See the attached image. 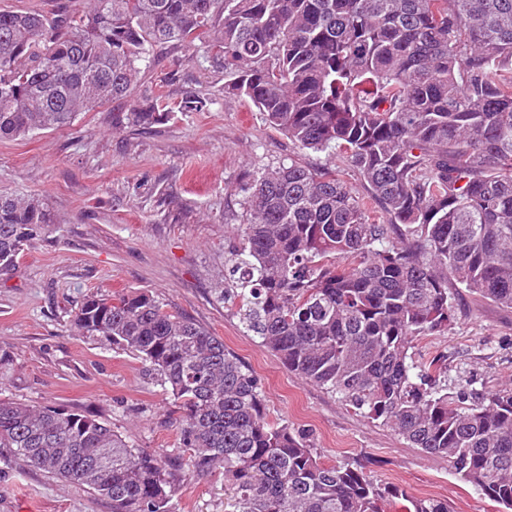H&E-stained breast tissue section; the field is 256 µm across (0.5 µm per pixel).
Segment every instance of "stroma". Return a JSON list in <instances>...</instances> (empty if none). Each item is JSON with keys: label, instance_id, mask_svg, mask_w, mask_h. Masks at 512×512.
I'll return each instance as SVG.
<instances>
[{"label": "stroma", "instance_id": "35a3bbf8", "mask_svg": "<svg viewBox=\"0 0 512 512\" xmlns=\"http://www.w3.org/2000/svg\"><path fill=\"white\" fill-rule=\"evenodd\" d=\"M205 50L153 47L132 96L158 87L177 99L202 92L212 99L208 111L116 132L112 115L128 105L111 102L81 113L71 127L0 140V193L46 198L52 220L15 270L0 275V398L89 410L134 447H177L172 398L148 366L71 324L85 295L148 290L168 311L221 336L259 379L268 420L308 435L323 463L363 460L375 482L445 499L452 512H502L447 458L411 447L288 370L242 325L228 259L245 220L246 184L282 162L320 166L327 156L298 148L249 100L225 94L223 70L203 72L195 62ZM219 288L224 297L216 296ZM455 307L454 328L417 337L414 359L445 356L452 387L473 378L490 392L512 389V309L465 291ZM230 497L223 472L191 474L176 512H224ZM0 512H112V504L0 448Z\"/></svg>", "mask_w": 512, "mask_h": 512}]
</instances>
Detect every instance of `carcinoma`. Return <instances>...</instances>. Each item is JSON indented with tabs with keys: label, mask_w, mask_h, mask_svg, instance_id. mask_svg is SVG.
I'll return each instance as SVG.
<instances>
[{
	"label": "carcinoma",
	"mask_w": 512,
	"mask_h": 512,
	"mask_svg": "<svg viewBox=\"0 0 512 512\" xmlns=\"http://www.w3.org/2000/svg\"><path fill=\"white\" fill-rule=\"evenodd\" d=\"M87 2L52 17L0 10V140L126 98L150 47L217 29L199 68L222 65L225 93L299 148L349 163L385 213L373 219L328 165L254 177L230 258L245 329L512 512V392L469 379L450 393L444 359L409 353L453 329L464 289L512 309V0ZM210 105L160 90L115 121L148 130ZM49 224L43 198L0 194V272ZM72 323L149 365L180 446L161 455L90 411L0 399V448L112 512H176L186 467L224 470L230 512H449L374 483L362 463L322 464L306 435L267 420L258 378L224 339L154 295H87Z\"/></svg>",
	"instance_id": "obj_1"
}]
</instances>
